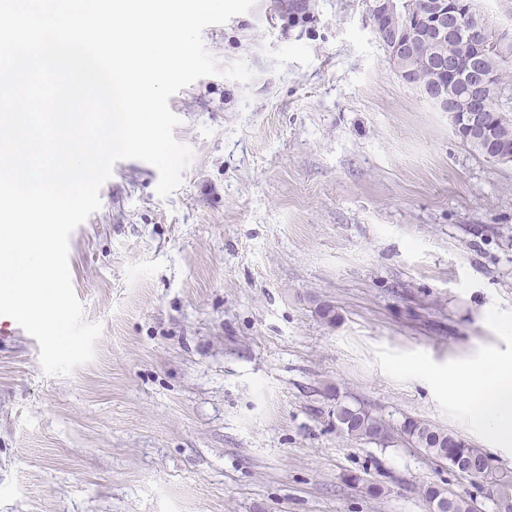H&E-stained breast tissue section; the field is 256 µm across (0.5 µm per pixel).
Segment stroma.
Returning a JSON list of instances; mask_svg holds the SVG:
<instances>
[{
  "label": "stroma",
  "mask_w": 512,
  "mask_h": 512,
  "mask_svg": "<svg viewBox=\"0 0 512 512\" xmlns=\"http://www.w3.org/2000/svg\"><path fill=\"white\" fill-rule=\"evenodd\" d=\"M368 6L256 0L204 30L255 78L172 96L180 185L118 161L71 233L93 359L48 377L35 338L0 337V512H429L433 483L485 503L421 449L341 434L338 393L512 471L440 382L512 356V164L399 78Z\"/></svg>",
  "instance_id": "35a3bbf8"
}]
</instances>
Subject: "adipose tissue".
Segmentation results:
<instances>
[{
    "label": "adipose tissue",
    "instance_id": "adipose-tissue-1",
    "mask_svg": "<svg viewBox=\"0 0 512 512\" xmlns=\"http://www.w3.org/2000/svg\"><path fill=\"white\" fill-rule=\"evenodd\" d=\"M447 384L462 392L473 424L497 447H512V359L488 355L477 366L450 373Z\"/></svg>",
    "mask_w": 512,
    "mask_h": 512
}]
</instances>
